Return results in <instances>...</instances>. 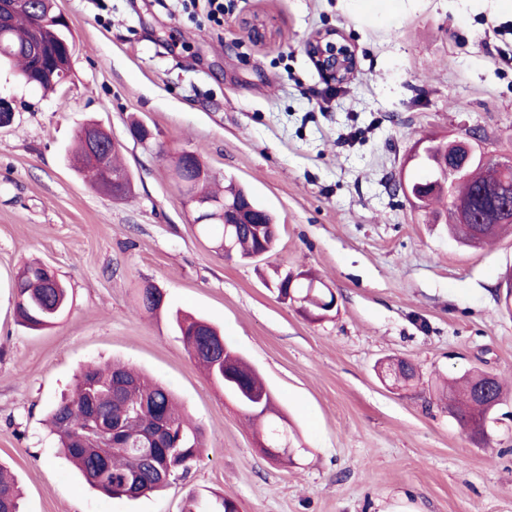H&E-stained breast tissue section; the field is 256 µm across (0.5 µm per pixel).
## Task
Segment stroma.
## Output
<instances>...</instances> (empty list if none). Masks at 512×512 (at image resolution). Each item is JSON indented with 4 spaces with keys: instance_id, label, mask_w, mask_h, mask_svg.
I'll return each instance as SVG.
<instances>
[{
    "instance_id": "35a3bbf8",
    "label": "stroma",
    "mask_w": 512,
    "mask_h": 512,
    "mask_svg": "<svg viewBox=\"0 0 512 512\" xmlns=\"http://www.w3.org/2000/svg\"><path fill=\"white\" fill-rule=\"evenodd\" d=\"M74 37L51 92L0 68V464L23 512H181L188 494L240 512H512V398L486 441L440 401V379L479 368L512 389V234L474 248L397 194L415 146L478 127L512 156V9L502 0H224V25L179 0H54ZM260 19L266 38L248 23ZM333 28L356 51L333 88L305 50ZM121 143L134 192L93 189L69 164L81 125ZM139 121L146 143L130 132ZM170 156L200 151L276 214L277 249L225 259L199 236ZM39 260L70 290L54 327L15 314L13 281ZM313 271L337 304L325 320L278 299L281 273ZM164 305L148 313L139 294ZM219 326L262 373L300 453L263 456L236 403L190 358L175 310ZM413 364V387L377 373ZM120 361L169 386L205 437L187 478L135 500L90 487L46 420L82 367Z\"/></svg>"
}]
</instances>
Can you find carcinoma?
Returning a JSON list of instances; mask_svg holds the SVG:
<instances>
[{
    "instance_id": "obj_1",
    "label": "carcinoma",
    "mask_w": 512,
    "mask_h": 512,
    "mask_svg": "<svg viewBox=\"0 0 512 512\" xmlns=\"http://www.w3.org/2000/svg\"><path fill=\"white\" fill-rule=\"evenodd\" d=\"M52 0H40L36 11L27 9L7 13L5 30L0 34V62L16 65L24 79L52 90L64 77L41 80L35 74L41 70V59L34 48L58 43L52 25ZM120 149L110 148L107 165L124 175L125 189L115 194L107 187L99 164L85 158L86 142L78 133V146L70 158L74 169L89 177L103 193L114 199H125L132 193L129 173L117 163ZM173 176L187 196L206 201L241 200L249 205L263 224L275 223L274 216L259 204L233 178L225 179L223 190L207 186L208 173L203 171L200 154L193 153L190 165L178 160ZM455 193L469 202L474 223L450 224L448 230L469 243L474 224L485 222L494 213L512 208V167L495 163L477 168L471 176L455 186ZM199 232L218 242L231 245L235 257L248 261L257 252H272L279 237L259 225L226 226L220 222L199 225ZM299 307L313 314L324 315L333 304L335 295L323 282L310 276L292 285ZM16 315L21 323L33 330L53 326L69 307V291L62 280L49 283L43 265H30L19 275L15 284ZM176 329L188 354L205 373L230 394L241 408L260 397L267 385L259 373L228 344L220 365L210 354L205 335L220 332L201 318L176 313ZM393 385L405 388L416 379L415 367L405 361L394 364ZM484 372L474 370L458 383L440 384V394L448 397L450 413L463 427L472 429L474 437L485 439L483 421L491 418L504 399L500 381H494L489 395L478 393ZM115 423L131 439V448L97 447L90 436L89 407ZM51 432L65 456L72 461L84 479L94 488L115 497L135 498L159 491L170 482L186 477L200 461L203 452L202 431L175 406L172 392L159 384H150L133 369L124 365L93 364L75 378L72 394L57 404L51 412ZM0 512H20V493L15 482L0 471Z\"/></svg>"
}]
</instances>
